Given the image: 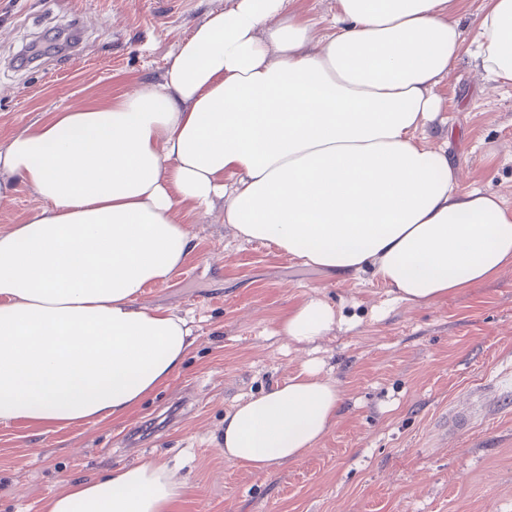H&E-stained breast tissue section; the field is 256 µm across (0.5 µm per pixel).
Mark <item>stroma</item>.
Instances as JSON below:
<instances>
[{"label": "stroma", "mask_w": 512, "mask_h": 512, "mask_svg": "<svg viewBox=\"0 0 512 512\" xmlns=\"http://www.w3.org/2000/svg\"><path fill=\"white\" fill-rule=\"evenodd\" d=\"M225 0H0V145L77 100L103 103L162 75L179 41ZM68 44L25 62L49 30ZM429 137L458 163L461 188L512 209V87L463 55L436 87ZM195 248L140 302L191 318L184 367L126 417L66 428L0 425V512H46L68 483L145 459L188 487L174 512H512V405L495 379L512 370V267L428 305L393 301L372 272L332 279L274 245L244 242L221 211L182 210ZM342 322L315 343L278 332L311 295ZM315 361L341 408L326 435L271 473L224 457V415ZM476 405L469 431L443 422Z\"/></svg>", "instance_id": "obj_1"}]
</instances>
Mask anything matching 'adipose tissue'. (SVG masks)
Wrapping results in <instances>:
<instances>
[{"label":"adipose tissue","instance_id":"ef3b65f1","mask_svg":"<svg viewBox=\"0 0 512 512\" xmlns=\"http://www.w3.org/2000/svg\"><path fill=\"white\" fill-rule=\"evenodd\" d=\"M294 0H226L160 79L49 113L0 146V200L40 201L0 232V425L126 416L177 376L188 320L140 303L193 249L177 207L224 221L328 275L372 270L426 304L512 265V210L462 191L429 145L438 83L461 57L457 0H334L317 31ZM479 69L512 85V0H485ZM341 319L306 298L280 322L311 344ZM341 402L310 363L224 415V457L253 472L300 458ZM187 492L146 460L79 481L47 512H171Z\"/></svg>","mask_w":512,"mask_h":512}]
</instances>
